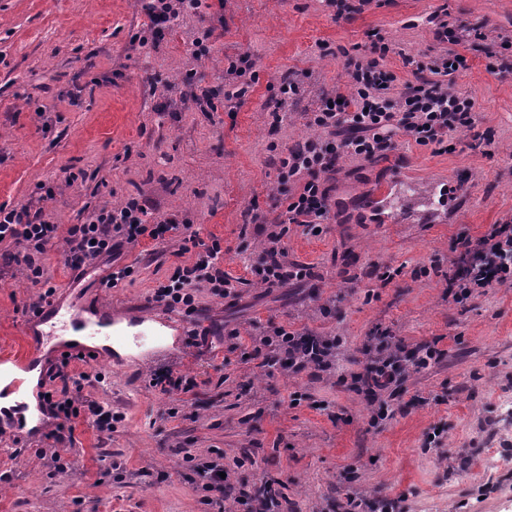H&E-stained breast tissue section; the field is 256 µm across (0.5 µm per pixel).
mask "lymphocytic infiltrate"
Masks as SVG:
<instances>
[{"label":"lymphocytic infiltrate","mask_w":512,"mask_h":512,"mask_svg":"<svg viewBox=\"0 0 512 512\" xmlns=\"http://www.w3.org/2000/svg\"><path fill=\"white\" fill-rule=\"evenodd\" d=\"M149 23L146 35L136 36L139 45L159 44L170 36L180 15L201 13L207 0H140ZM466 57L458 52L442 55L418 67L411 81L396 87L395 75L378 60L354 63L348 92L334 89L324 92L316 111L310 113L308 124L314 136L298 141L277 162L278 181L291 184L286 205L276 221L261 225L258 215H251L263 236L255 282L262 288L282 287L292 281L311 279L310 267L288 259L284 241L285 225L300 224L312 231L336 217L331 189L328 185L339 162L346 157L373 161L387 157L397 148V140L409 138L419 145L444 143L449 134L471 131L475 125L474 100L455 91L451 75L465 67ZM149 205L133 197L113 209H100L85 222L60 231L58 225L46 221L41 211L30 207H0V244L9 249L0 254L5 265L19 264L26 280L38 288L40 295L30 306L39 314L54 291L44 264L47 251L63 244L65 265L70 271H83L87 263L108 261L111 267L105 278L108 287H116L132 276L133 266L118 264L125 248L142 239L154 241L166 235L178 237L180 253L194 254L192 263L177 267L168 283L152 291L155 303L168 309L176 307L194 314L195 293L208 289L213 296L224 298L234 290L231 278L224 271V250L219 240L204 241L190 221L169 218L148 223ZM456 271L447 283V294L454 302L469 299L476 291L496 286H512V223L492 225L482 236H459L454 248ZM339 337L321 336L311 330L289 329L269 324L252 338L249 354L257 368L270 371L283 368L290 374L310 371L312 376H334ZM366 363L361 371L351 373L350 387L364 394L374 408L370 426H378L389 416L391 400L410 374L439 361L443 353L424 345L405 350L392 342L389 332L371 337L363 347ZM70 358H63L49 379L53 386L42 399L47 414L57 425L48 438L54 451L53 463L75 445L73 423L89 419L101 432L112 429L113 415L109 407L96 402L74 403L69 394L94 386L99 378L82 372L74 373ZM203 479L211 507L223 508L231 500L244 512H281V504L271 485L261 489L230 483L223 478L220 459H199L194 465Z\"/></svg>","instance_id":"lymphocytic-infiltrate-1"}]
</instances>
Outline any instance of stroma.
Segmentation results:
<instances>
[{
    "instance_id": "obj_1",
    "label": "stroma",
    "mask_w": 512,
    "mask_h": 512,
    "mask_svg": "<svg viewBox=\"0 0 512 512\" xmlns=\"http://www.w3.org/2000/svg\"><path fill=\"white\" fill-rule=\"evenodd\" d=\"M223 15L218 24L180 17L168 40L140 48L131 39L148 19L137 0H0V206L42 205L65 228L144 196L157 217L191 216L202 238H218L224 270L239 280L233 296L196 295L198 322L213 331L207 345H189L193 322L175 309L173 344L84 362L103 381L81 401L119 419L109 434L76 420L67 470L44 458L45 431L0 438V512H210L191 454L223 456L230 480L283 487L293 512L402 494L409 512H512L501 449L512 442V287L459 305L443 298L456 236L512 219V71L435 36L440 21L482 26L491 44L512 41V0H370L343 16L326 0H224ZM205 25L211 51L196 60L189 41ZM376 32L389 47L382 64L401 82L436 56L466 54L454 88L473 97L477 129L492 144L475 148L458 133L448 149L404 140L385 159L343 160L332 181L335 222L317 234L287 227L289 260L312 265L315 280L259 288L260 238L245 215L277 217L275 158L311 135L308 113L323 90L347 86L349 61L373 58ZM241 54L256 71L245 96L198 111L182 74L219 85ZM292 70L312 77L283 104L278 87ZM42 183L55 185L53 199L38 200ZM177 249L173 239L142 240L121 258L133 278L114 288L98 287L94 271L73 277L58 248L45 266L61 302L113 308L129 322L151 313L152 289L193 261ZM37 295L19 267L0 276V358L25 353L23 322ZM270 322L341 336L340 370L384 329L443 357L408 378L395 415L374 429L371 405L335 378L256 368L251 336ZM155 370L195 377L196 396L149 387Z\"/></svg>"
}]
</instances>
